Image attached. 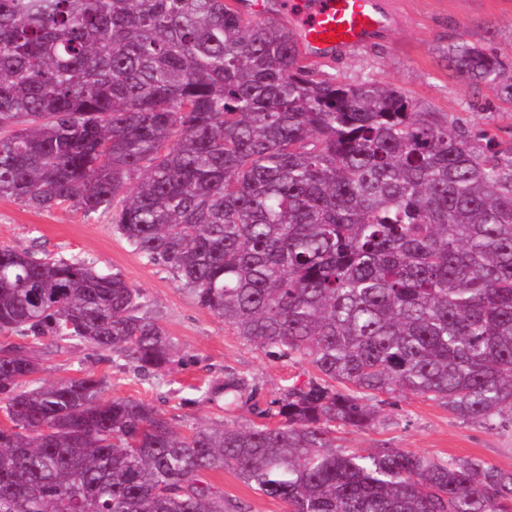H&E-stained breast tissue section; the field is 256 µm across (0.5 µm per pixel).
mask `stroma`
Returning a JSON list of instances; mask_svg holds the SVG:
<instances>
[{
	"label": "stroma",
	"mask_w": 512,
	"mask_h": 512,
	"mask_svg": "<svg viewBox=\"0 0 512 512\" xmlns=\"http://www.w3.org/2000/svg\"><path fill=\"white\" fill-rule=\"evenodd\" d=\"M395 21L369 45L323 60L326 75L349 82L374 79L394 85L424 112H445L469 131L512 147V103L486 88L464 84L448 71L438 47L452 38L480 41L512 62V0H387ZM0 247L29 249L56 257L80 256L102 274L121 273L146 296L149 313L177 348L171 370L134 372L119 356L81 343L31 346L45 383L92 375L106 383L105 395L153 406L181 433L215 422L245 426L264 422L271 401L292 385L314 379L301 359H277L238 336L203 309L170 268L141 258L115 230L110 214H85L68 204L37 212L0 199ZM245 377L247 400L228 408L204 397L225 372ZM378 423L367 430L340 427L336 444L346 450L406 448L427 457H475L512 469V425L488 430L452 414L442 402L409 392L377 403ZM208 483L236 502L240 512H285L284 503L254 492L233 473H207Z\"/></svg>",
	"instance_id": "obj_1"
}]
</instances>
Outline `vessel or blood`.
<instances>
[{
	"mask_svg": "<svg viewBox=\"0 0 512 512\" xmlns=\"http://www.w3.org/2000/svg\"><path fill=\"white\" fill-rule=\"evenodd\" d=\"M278 7L311 60L363 46L393 23L385 0H279Z\"/></svg>",
	"mask_w": 512,
	"mask_h": 512,
	"instance_id": "b4317fda",
	"label": "vessel or blood"
}]
</instances>
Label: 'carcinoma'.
<instances>
[{
    "mask_svg": "<svg viewBox=\"0 0 512 512\" xmlns=\"http://www.w3.org/2000/svg\"><path fill=\"white\" fill-rule=\"evenodd\" d=\"M239 2L0 0V197L112 212L204 309L317 377L273 401L276 426L182 434L94 376L39 385L5 348L0 512H230L201 480L224 470L287 512H512V470L333 438L397 390L512 420V149L322 74L284 20ZM439 53L512 102V63L485 44ZM0 332L140 374L176 356L120 273L28 249L0 247ZM246 388L225 378L224 404Z\"/></svg>",
    "mask_w": 512,
    "mask_h": 512,
    "instance_id": "1",
    "label": "carcinoma"
}]
</instances>
